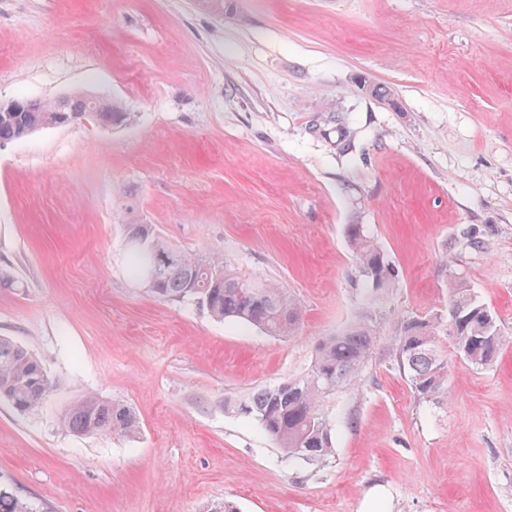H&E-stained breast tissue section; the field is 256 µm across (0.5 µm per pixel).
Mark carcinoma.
Instances as JSON below:
<instances>
[{
  "instance_id": "cac0c4a2",
  "label": "carcinoma",
  "mask_w": 512,
  "mask_h": 512,
  "mask_svg": "<svg viewBox=\"0 0 512 512\" xmlns=\"http://www.w3.org/2000/svg\"><path fill=\"white\" fill-rule=\"evenodd\" d=\"M89 97L83 93L55 100H31L25 112H0V142H9L47 127L69 125L85 118ZM132 119L118 101H104L94 114L97 124L109 126ZM128 234L142 236L145 248L128 247V269L160 298L193 299L211 316L233 318L271 336L288 337L295 331L300 311L277 284L260 282L224 267L215 256L190 254L153 234L147 224L128 225ZM346 234L361 263V276L370 288H387L397 277L384 252L367 240L362 225L349 224ZM448 323L456 352L476 366L493 364L507 339L478 313L482 304L467 289L449 284ZM438 320L418 318L401 328L394 339L396 357L410 388L422 401H431L445 389L448 362L438 348ZM374 345L373 334L356 327L324 338L314 364L301 377L254 391L239 403L238 411L253 419L276 442L285 456L314 462L329 456L332 440L321 400L331 392L355 384ZM50 390L49 379L36 357L7 337H0V399L26 412L40 406ZM61 426L76 434L118 433L131 436L139 421L124 403L87 394L61 415ZM0 512H28L26 503L0 493Z\"/></svg>"
}]
</instances>
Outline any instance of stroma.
Here are the masks:
<instances>
[{
  "instance_id": "obj_1",
  "label": "stroma",
  "mask_w": 512,
  "mask_h": 512,
  "mask_svg": "<svg viewBox=\"0 0 512 512\" xmlns=\"http://www.w3.org/2000/svg\"><path fill=\"white\" fill-rule=\"evenodd\" d=\"M73 92L135 119L0 147V336L51 382L36 410L0 400V490L33 512H363L377 487L386 512H512V345L477 367L447 324L456 281L512 337V0H0V100ZM332 99L345 150L317 130ZM131 224L285 288L294 335L158 298ZM350 224L391 287L366 288ZM431 316L448 379L424 402L392 339ZM359 324L360 379L320 403L332 454L287 458L238 403ZM89 393L138 432L62 428Z\"/></svg>"
}]
</instances>
